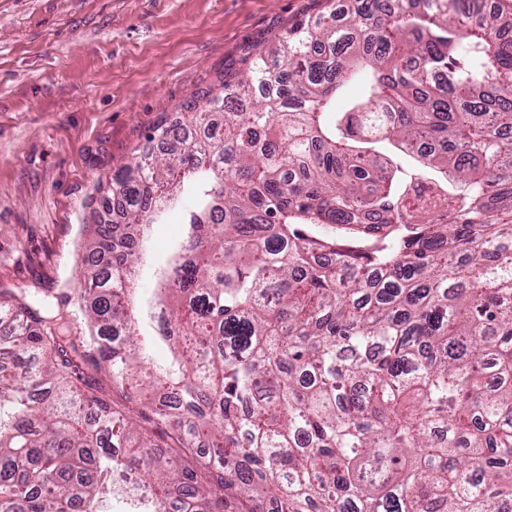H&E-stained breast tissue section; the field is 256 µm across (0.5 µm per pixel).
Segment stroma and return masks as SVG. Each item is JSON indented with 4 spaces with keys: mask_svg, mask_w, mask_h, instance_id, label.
Returning a JSON list of instances; mask_svg holds the SVG:
<instances>
[{
    "mask_svg": "<svg viewBox=\"0 0 512 512\" xmlns=\"http://www.w3.org/2000/svg\"><path fill=\"white\" fill-rule=\"evenodd\" d=\"M323 0H0V289L77 287L98 181Z\"/></svg>",
    "mask_w": 512,
    "mask_h": 512,
    "instance_id": "obj_1",
    "label": "stroma"
}]
</instances>
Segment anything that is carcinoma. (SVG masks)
<instances>
[{
    "instance_id": "cac0c4a2",
    "label": "carcinoma",
    "mask_w": 512,
    "mask_h": 512,
    "mask_svg": "<svg viewBox=\"0 0 512 512\" xmlns=\"http://www.w3.org/2000/svg\"><path fill=\"white\" fill-rule=\"evenodd\" d=\"M466 14L325 0L154 125L66 311L0 292V512H512V12ZM183 196L147 315L142 243Z\"/></svg>"
}]
</instances>
